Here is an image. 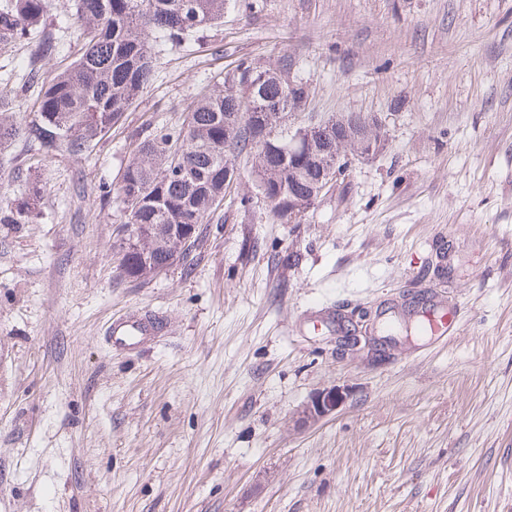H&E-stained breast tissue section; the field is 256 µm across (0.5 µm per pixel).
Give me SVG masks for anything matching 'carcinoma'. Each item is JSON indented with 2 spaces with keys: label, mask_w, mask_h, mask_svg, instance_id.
Returning a JSON list of instances; mask_svg holds the SVG:
<instances>
[{
  "label": "carcinoma",
  "mask_w": 512,
  "mask_h": 512,
  "mask_svg": "<svg viewBox=\"0 0 512 512\" xmlns=\"http://www.w3.org/2000/svg\"><path fill=\"white\" fill-rule=\"evenodd\" d=\"M51 0H4L0 5V47L24 42L29 53L25 72L0 80V161L12 145L23 140L44 157L81 156L119 125L156 77L150 38L161 35L180 45L193 33L223 22L226 0H76L78 24L71 32L79 54L68 66L43 79L41 63L59 56L65 44L46 25ZM295 58L283 54L275 65L247 58L221 77L214 89L198 97L182 127L160 129L139 142L123 170L116 199L124 214L125 246L122 274L148 280L155 273L143 265L154 260L185 261L195 247L201 226L224 197L227 187L219 171L234 166L245 154L251 161L252 186L273 217L296 223L312 203L321 170L342 173L350 159L370 155L385 138L369 117L348 113L317 123L293 127L288 116L305 109L309 93L288 99V80ZM32 104L20 120H13L17 99ZM310 137L307 156L283 163V152L299 134ZM40 187L28 186L15 212L0 215V223H18L14 215L38 211ZM192 224L188 244L177 239L157 251L149 234L132 236L129 226Z\"/></svg>",
  "instance_id": "carcinoma-1"
}]
</instances>
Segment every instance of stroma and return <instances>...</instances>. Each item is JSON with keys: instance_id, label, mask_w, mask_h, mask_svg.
<instances>
[{"instance_id": "35a3bbf8", "label": "stroma", "mask_w": 512, "mask_h": 512, "mask_svg": "<svg viewBox=\"0 0 512 512\" xmlns=\"http://www.w3.org/2000/svg\"><path fill=\"white\" fill-rule=\"evenodd\" d=\"M91 152L16 142L0 206V512H512V0H229ZM290 54L306 119L385 144L296 224L228 196L186 262L117 268L132 135L180 128L238 59ZM422 294L447 341L351 348L337 319ZM163 317L135 349L106 330ZM342 394L316 423L319 392ZM40 187L38 186V182H32L28 186L27 193L21 199L17 200L14 208L9 210V214L2 216V208L0 207V223L2 222H11L4 224H20L17 218H14L13 209H15L16 214L20 217H29L33 214L37 215L38 206L40 204Z\"/></svg>"}]
</instances>
